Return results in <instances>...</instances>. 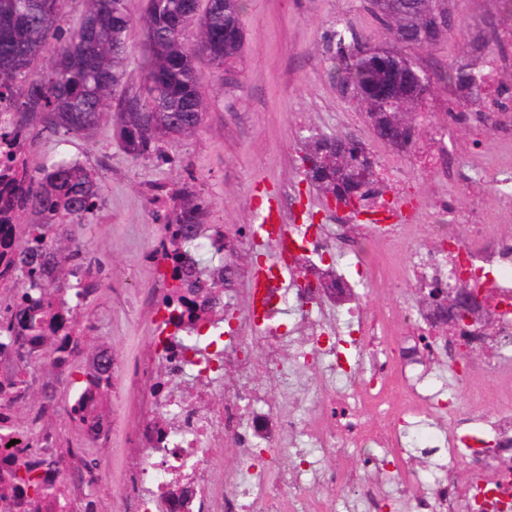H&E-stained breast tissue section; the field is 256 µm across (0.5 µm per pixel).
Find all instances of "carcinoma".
Wrapping results in <instances>:
<instances>
[{
  "label": "carcinoma",
  "instance_id": "obj_1",
  "mask_svg": "<svg viewBox=\"0 0 512 512\" xmlns=\"http://www.w3.org/2000/svg\"><path fill=\"white\" fill-rule=\"evenodd\" d=\"M68 0H0V89L11 91L13 110L64 130L87 135L106 112L114 113L116 135L135 159L158 150L166 138L191 133L203 124L207 109L206 78L196 61L206 57L222 68L239 58L245 47L241 16L245 0H144L136 19L126 0H86L78 27L41 69L32 68L44 44L57 37ZM384 26L393 48H368L351 29L336 22L325 43L337 82L360 102L377 135L395 145L420 149L427 131L407 118L431 91L430 71L397 47L426 49L451 33L463 38V53L493 51L489 35L470 31L451 9V0H366ZM143 33L144 63L138 79L129 77L125 60L132 28ZM447 83L470 92L488 84V77L470 63L448 67ZM308 150L319 163L309 170L311 182L344 205L351 197L364 203L376 182L367 144L359 137L322 134ZM101 189L83 167L65 158L35 171L28 201L36 208L58 211L66 222L55 232L73 238L77 252L90 253L77 237L96 216ZM208 207L192 194L179 198L165 215L172 224L170 243L181 247L182 225L202 224ZM46 256L30 255L14 268V287L49 294L43 278Z\"/></svg>",
  "mask_w": 512,
  "mask_h": 512
}]
</instances>
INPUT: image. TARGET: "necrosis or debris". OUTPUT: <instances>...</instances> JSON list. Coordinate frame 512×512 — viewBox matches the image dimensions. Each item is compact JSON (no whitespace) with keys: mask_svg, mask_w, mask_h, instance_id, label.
<instances>
[{"mask_svg":"<svg viewBox=\"0 0 512 512\" xmlns=\"http://www.w3.org/2000/svg\"><path fill=\"white\" fill-rule=\"evenodd\" d=\"M489 120L475 135L470 155L440 144L423 163L454 188L478 183L496 199L494 213H466L454 199L429 210V231L440 253H416L420 286L448 289L466 276L488 298L491 333L467 323L436 339L430 357L457 365L474 349L488 347L493 370L482 386L497 397L499 413L483 422L491 437L482 445L467 443L463 421L442 400L444 383L435 377L412 396L411 412L432 409L436 431L433 450L477 461L466 480L440 466L425 477L399 451L408 423L391 404L383 384L393 371L384 332L364 321L361 306L336 311L319 288H302L299 274L317 279V258L326 251L356 258L374 268L392 287L402 274L385 263L383 241L413 228L409 210L416 199L410 181L398 182L396 199L377 200L386 211V230H367L359 216L336 210L328 224H308L303 243L271 262L262 293H255L253 269L226 267L224 227L193 224L190 243L179 259L154 251L156 279L142 308L151 324L145 350L117 357L111 346L88 349L91 327L82 309L107 284L102 264L78 266L57 257V243L44 239L54 253L46 279L54 285L74 281L61 297L25 299L10 287L15 261L33 246L21 236L28 218L56 222L54 212L30 214L25 203L30 125L18 121L0 99V512H101L94 491L104 475L86 466L66 442L64 426H74L85 446L109 452L118 469L111 478L122 512H335L332 500L310 504L303 488H349L355 512H382L390 490L411 482L409 512H512V373L501 372L512 348V237L498 233L512 222V115L488 106ZM506 146L496 159L483 156L489 140ZM467 236H459V225ZM212 258L198 264L199 252ZM181 265L187 301L173 295L174 265ZM264 301L252 308L254 295ZM318 373L336 392L318 412L316 423L284 415L281 397L261 380L271 373L301 391V405L316 402V388L305 386L307 373ZM233 384H226V377ZM124 394L128 410L106 409L108 398ZM383 406L381 424L364 417L363 406ZM238 452L225 470V482L213 472L223 458L225 440ZM371 448L365 473L326 468L324 461L345 449ZM299 458L296 467L286 459ZM47 487L33 497L28 471ZM236 487L226 496L225 483ZM289 490L285 503L277 494Z\"/></svg>","mask_w":512,"mask_h":512,"instance_id":"4bbe7bcc","label":"necrosis or debris"}]
</instances>
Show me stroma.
Here are the masks:
<instances>
[{
  "label": "stroma",
  "instance_id": "stroma-1",
  "mask_svg": "<svg viewBox=\"0 0 512 512\" xmlns=\"http://www.w3.org/2000/svg\"><path fill=\"white\" fill-rule=\"evenodd\" d=\"M452 7L471 30L500 32L512 28V14L496 0H453ZM346 22L368 46L389 41L380 22L363 0H246L243 27L246 36L241 57L224 69L198 60L208 79L209 109L195 133L167 138L157 154L133 160L119 146L112 113H105L87 135L43 134L29 157L31 168L65 155L79 160L102 188V205L83 242L106 267L110 288L86 306L85 319L96 323L94 341H108L118 353L145 347L149 329L140 316L137 299L152 286L155 268L148 248L158 232L146 197L148 188H180L190 183L209 210L224 224V259L250 267L255 252L241 234L259 224V212L268 201L295 193L308 212L323 217L325 200L310 185L302 167L304 137L313 134H356L370 147L374 171L393 165L396 157L409 161L413 151L379 140L356 102L342 93L324 54L325 38L337 21ZM458 89L437 80L419 107L416 121L431 128L450 127L453 142L467 152L472 123L454 121L448 103L460 100ZM403 172L424 201L454 196L464 208L484 213L495 206L493 194L482 185L450 191L427 170L407 164ZM334 265L364 290V315L390 331L395 371L389 395L398 410L409 407L414 389L441 376L454 409L479 408L485 419L497 411L493 394L475 397L465 373L489 369V354L472 353L468 367L448 362L430 363L424 350L415 349L411 325L423 308L415 280L393 289L381 277L357 266L355 259L337 258Z\"/></svg>",
  "mask_w": 512,
  "mask_h": 512
}]
</instances>
